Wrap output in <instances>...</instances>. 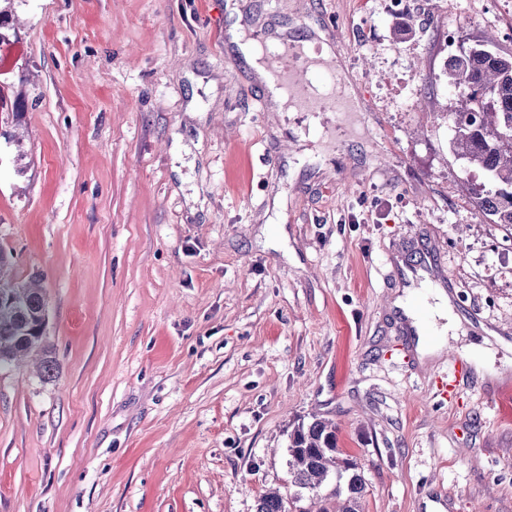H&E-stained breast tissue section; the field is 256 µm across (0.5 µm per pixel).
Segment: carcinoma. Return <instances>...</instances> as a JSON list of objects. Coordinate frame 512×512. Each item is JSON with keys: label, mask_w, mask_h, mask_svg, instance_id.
I'll use <instances>...</instances> for the list:
<instances>
[{"label": "carcinoma", "mask_w": 512, "mask_h": 512, "mask_svg": "<svg viewBox=\"0 0 512 512\" xmlns=\"http://www.w3.org/2000/svg\"><path fill=\"white\" fill-rule=\"evenodd\" d=\"M448 85L462 99L460 109L448 113L451 145L466 170L479 171L483 181L470 185L480 212L496 223L512 226V55H503L480 40L461 46L447 64ZM7 259L0 254V287L14 302L0 309V366L34 357L44 376L57 373V360L38 327L47 312L34 283L4 276ZM288 485L295 493L270 491L260 496L257 512H311L306 499L320 503L317 512H361L365 480L356 464L340 457L336 424L315 418L295 426L289 434ZM331 493H324L329 482Z\"/></svg>", "instance_id": "cac0c4a2"}]
</instances>
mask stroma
Returning <instances> with one entry per match:
<instances>
[{"instance_id":"stroma-1","label":"stroma","mask_w":512,"mask_h":512,"mask_svg":"<svg viewBox=\"0 0 512 512\" xmlns=\"http://www.w3.org/2000/svg\"><path fill=\"white\" fill-rule=\"evenodd\" d=\"M426 2L247 0L342 53L339 118L277 111L227 0H0V251L58 363L0 368V512H256L315 417L364 512H512V377L443 399L391 308L396 258L427 263L461 344L512 342V227L451 151L441 40L512 54V0Z\"/></svg>"}]
</instances>
